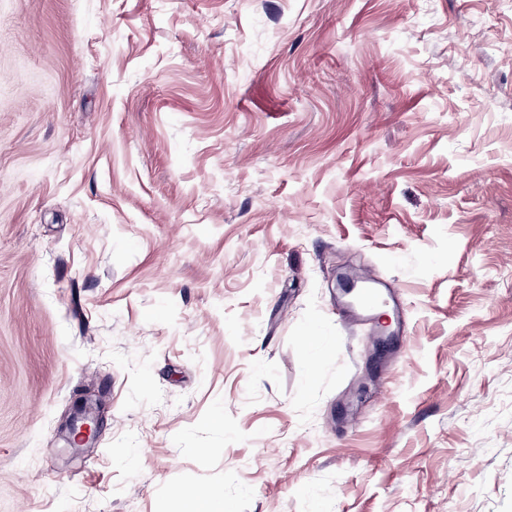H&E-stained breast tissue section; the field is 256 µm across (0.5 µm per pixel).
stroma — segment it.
<instances>
[{"label": "stroma", "mask_w": 512, "mask_h": 512, "mask_svg": "<svg viewBox=\"0 0 512 512\" xmlns=\"http://www.w3.org/2000/svg\"><path fill=\"white\" fill-rule=\"evenodd\" d=\"M194 486L512 512V0H0V512ZM341 288H350L344 293L340 291V297L336 300V312L344 325L357 326L366 329L369 340L372 342L387 341L395 349L400 351V344L405 336L403 324H398L393 330L395 339H390L387 334L378 329L375 315L371 307L384 296V303H392L398 311L399 303L392 287L382 283L372 272L366 269L352 271L343 280ZM358 292L360 300H352L347 297ZM99 427V414L92 407H82L76 416L66 424V428L87 442L91 435L94 436Z\"/></svg>", "instance_id": "obj_1"}]
</instances>
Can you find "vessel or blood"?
<instances>
[{"label":"vessel or blood","mask_w":512,"mask_h":512,"mask_svg":"<svg viewBox=\"0 0 512 512\" xmlns=\"http://www.w3.org/2000/svg\"><path fill=\"white\" fill-rule=\"evenodd\" d=\"M344 287L357 292V299L340 296L336 301V312L344 325L357 326L366 330L371 341H390L392 347H399L405 336L403 326H396L393 333L380 331L372 307L378 300L392 303L396 295L392 287L382 283L372 272L357 270L350 272L343 280Z\"/></svg>","instance_id":"b4317fda"}]
</instances>
